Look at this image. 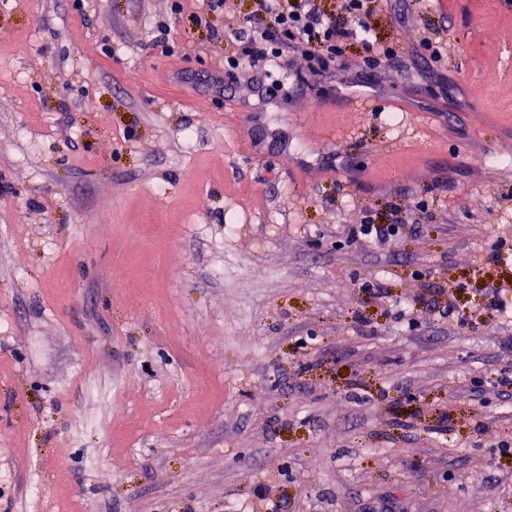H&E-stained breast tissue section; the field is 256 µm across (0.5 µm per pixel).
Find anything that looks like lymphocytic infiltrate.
Returning a JSON list of instances; mask_svg holds the SVG:
<instances>
[{"instance_id": "obj_1", "label": "lymphocytic infiltrate", "mask_w": 512, "mask_h": 512, "mask_svg": "<svg viewBox=\"0 0 512 512\" xmlns=\"http://www.w3.org/2000/svg\"><path fill=\"white\" fill-rule=\"evenodd\" d=\"M202 11L189 13L191 23L207 29L216 41L228 40L237 53L225 56L226 74L258 78L270 67L293 68L301 60L313 76L334 77L351 69L347 48L358 45L361 68L374 72L399 69L403 53L378 44L373 16L385 0H339L328 8L325 0H253L242 20L225 29L213 28L210 17L224 10V0H202Z\"/></svg>"}]
</instances>
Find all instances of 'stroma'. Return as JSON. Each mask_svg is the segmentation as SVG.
I'll return each instance as SVG.
<instances>
[{"label": "stroma", "mask_w": 512, "mask_h": 512, "mask_svg": "<svg viewBox=\"0 0 512 512\" xmlns=\"http://www.w3.org/2000/svg\"><path fill=\"white\" fill-rule=\"evenodd\" d=\"M169 7L0 0V512H512V0H393L380 42L446 69L363 112L275 72L251 119L227 45L153 50ZM395 205L390 249L349 240ZM437 44L438 42H433L431 38L425 37L421 39L419 46L412 52V56L419 57L432 68H434V66L442 68L444 67V55Z\"/></svg>", "instance_id": "35a3bbf8"}]
</instances>
